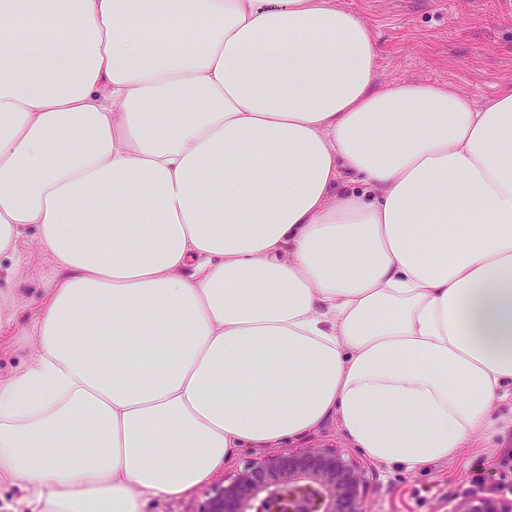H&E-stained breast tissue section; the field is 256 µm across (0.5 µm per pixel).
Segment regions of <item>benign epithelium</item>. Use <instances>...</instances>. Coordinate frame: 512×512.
<instances>
[{"instance_id": "obj_1", "label": "benign epithelium", "mask_w": 512, "mask_h": 512, "mask_svg": "<svg viewBox=\"0 0 512 512\" xmlns=\"http://www.w3.org/2000/svg\"><path fill=\"white\" fill-rule=\"evenodd\" d=\"M365 470L334 445L295 448L248 460L200 512H363ZM452 512H512V497L481 484Z\"/></svg>"}]
</instances>
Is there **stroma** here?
Wrapping results in <instances>:
<instances>
[{
  "mask_svg": "<svg viewBox=\"0 0 512 512\" xmlns=\"http://www.w3.org/2000/svg\"><path fill=\"white\" fill-rule=\"evenodd\" d=\"M370 29L380 54L383 82L453 84L483 105L501 88L512 85V6L505 0H338ZM37 232L28 229L12 258H0V276L11 287L0 290V309L13 321H0V378L22 371L34 348L20 328L34 323L41 298L57 276L54 259L36 247ZM510 425L490 440H477L458 459L409 472L372 461L328 417L308 435L228 457L206 483L176 498H154L143 512H199L217 487L245 460L294 448L329 443L366 467L369 491L364 512H451L463 491L481 482L512 485V399L496 405Z\"/></svg>",
  "mask_w": 512,
  "mask_h": 512,
  "instance_id": "35a3bbf8",
  "label": "stroma"
}]
</instances>
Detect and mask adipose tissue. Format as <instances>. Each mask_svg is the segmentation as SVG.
Segmentation results:
<instances>
[{
	"instance_id": "1",
	"label": "adipose tissue",
	"mask_w": 512,
	"mask_h": 512,
	"mask_svg": "<svg viewBox=\"0 0 512 512\" xmlns=\"http://www.w3.org/2000/svg\"><path fill=\"white\" fill-rule=\"evenodd\" d=\"M337 0H0V256L59 274L0 379L33 512H142L328 416L415 471L503 424L512 88L379 83Z\"/></svg>"
}]
</instances>
